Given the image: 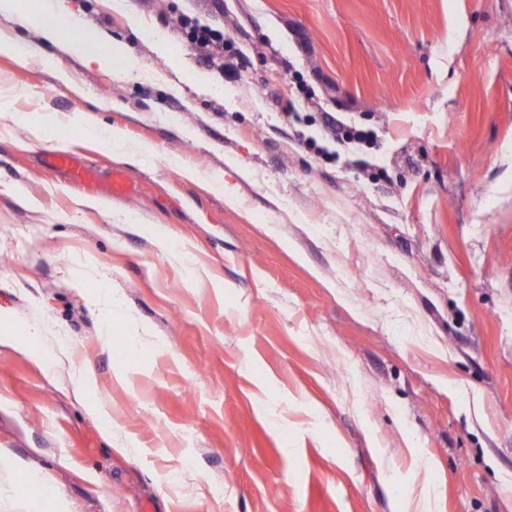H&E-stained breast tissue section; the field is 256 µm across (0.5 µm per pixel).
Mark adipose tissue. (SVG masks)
<instances>
[{
  "instance_id": "ef3b65f1",
  "label": "adipose tissue",
  "mask_w": 512,
  "mask_h": 512,
  "mask_svg": "<svg viewBox=\"0 0 512 512\" xmlns=\"http://www.w3.org/2000/svg\"><path fill=\"white\" fill-rule=\"evenodd\" d=\"M11 16L23 23H31L42 33L45 40L59 43L68 51H79L87 63L113 74L131 75L132 67L125 63L122 46L102 40H91L75 46L70 38L72 23L65 0H40L35 12L23 11L18 0H0V15Z\"/></svg>"
}]
</instances>
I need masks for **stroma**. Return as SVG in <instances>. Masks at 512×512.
<instances>
[{"instance_id":"stroma-1","label":"stroma","mask_w":512,"mask_h":512,"mask_svg":"<svg viewBox=\"0 0 512 512\" xmlns=\"http://www.w3.org/2000/svg\"><path fill=\"white\" fill-rule=\"evenodd\" d=\"M66 5L134 72L0 16V512H512V0ZM184 38L198 55L210 64L221 63L217 70L224 74V31L211 25L200 24L195 18L185 16L181 21ZM327 133L335 143L354 144L357 146L371 145L374 132L363 126L347 124L327 113Z\"/></svg>"}]
</instances>
